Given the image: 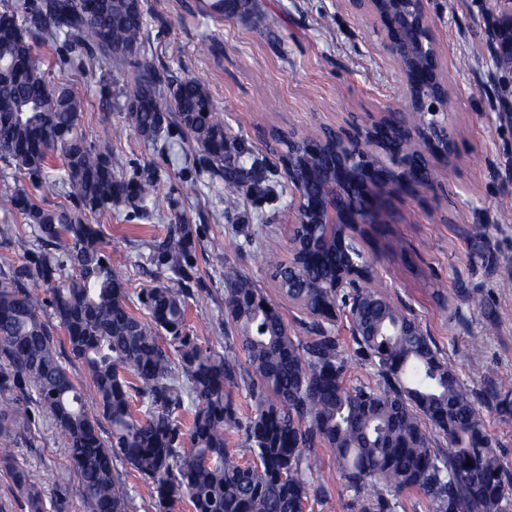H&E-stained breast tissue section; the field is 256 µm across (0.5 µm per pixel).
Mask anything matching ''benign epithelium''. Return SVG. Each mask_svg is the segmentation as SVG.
Segmentation results:
<instances>
[{
    "label": "benign epithelium",
    "mask_w": 512,
    "mask_h": 512,
    "mask_svg": "<svg viewBox=\"0 0 512 512\" xmlns=\"http://www.w3.org/2000/svg\"><path fill=\"white\" fill-rule=\"evenodd\" d=\"M349 3L355 13L379 24L385 48L405 78L403 103L378 120L354 116L345 127L324 128L317 144L305 146L315 155H328L321 170L308 168L300 151L288 154V184L297 195L289 237L292 256L301 248H321L323 237L297 235L303 226L343 227L361 238L367 227L389 223L391 215L380 206L382 199L435 189L431 177L435 164L451 166L457 158L449 123L448 77L423 0ZM485 32L495 46L496 64L512 65V0H496ZM415 115L423 122L413 123ZM336 269L338 289L363 288L373 278V266L356 264L340 247Z\"/></svg>",
    "instance_id": "obj_1"
}]
</instances>
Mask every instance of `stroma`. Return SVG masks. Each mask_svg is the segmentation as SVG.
Listing matches in <instances>:
<instances>
[{
    "mask_svg": "<svg viewBox=\"0 0 512 512\" xmlns=\"http://www.w3.org/2000/svg\"><path fill=\"white\" fill-rule=\"evenodd\" d=\"M201 0H144L149 14L146 52L167 80L195 78L209 89L216 112L244 148V163L263 160L275 194L248 196L224 211V184L210 176L200 153H185L182 133L170 129L160 146L145 144L126 127L115 98L129 72L115 66L84 74L71 69V50L36 45L52 82L86 88L83 127L89 141L109 143L112 160L126 176L147 168L163 171L151 219L122 206L98 217L104 243L125 255L124 275L133 285L153 283L146 240L164 238L170 224L193 227L197 301L189 302L187 329L202 346L224 347V267L248 273L264 296L276 300L291 335H305L300 311L280 299L264 256L288 257L294 195L279 160L270 124L302 134L344 126L350 115H380L401 100L403 78L385 50L374 19L355 14L348 0H254L253 17L212 19ZM454 110L459 159L438 171L437 189L390 199L391 221L375 225L362 246L374 260L375 280L436 342L469 390L488 395L512 382V127L501 125L497 104L512 71L494 63L485 20L495 0H424ZM198 183L185 196L186 179ZM268 228L263 248L249 246L245 232ZM224 243L214 250L213 239ZM482 296L477 308L467 294ZM36 448L18 459L45 494L69 490L65 512H83L79 481L51 428ZM327 496L305 512H349L336 457L320 451Z\"/></svg>",
    "mask_w": 512,
    "mask_h": 512,
    "instance_id": "stroma-1",
    "label": "stroma"
}]
</instances>
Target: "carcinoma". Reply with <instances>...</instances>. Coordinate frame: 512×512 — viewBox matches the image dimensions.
Returning <instances> with one entry per match:
<instances>
[{
  "instance_id": "cac0c4a2",
  "label": "carcinoma",
  "mask_w": 512,
  "mask_h": 512,
  "mask_svg": "<svg viewBox=\"0 0 512 512\" xmlns=\"http://www.w3.org/2000/svg\"><path fill=\"white\" fill-rule=\"evenodd\" d=\"M206 13L246 17L253 0H205ZM0 160L32 189L0 194V210L24 225L5 224L19 261L0 271V468L30 512H65L67 489L45 499L15 460L36 448L45 417L77 475L85 512H129L126 483L115 462L152 488L154 512H303L321 500L314 478L319 448L336 455L343 491L358 512H396L416 489L432 512H512V471L492 446L475 393L419 322L382 290L339 293L329 256L288 267L267 262L280 296L296 304L307 335L293 336L278 308L239 267L227 265L224 352L186 333L195 238L189 224H171L152 239L146 259L168 282L131 290L120 254L106 252L90 216L130 206L143 218L158 197L161 174L128 179L109 151L88 141L81 123L86 90L53 85L33 55L64 40L86 53L79 72L130 64L121 86L126 125L145 142L180 126L224 182V206L235 209L238 187L263 191L258 165L247 169L228 151L224 118L209 89L194 78L165 82L146 56L149 24L143 0H3L0 5ZM71 189L75 204L44 208L39 198ZM341 311L379 380L348 386V356L318 312ZM81 362L86 379L70 364ZM249 394L254 411L238 417L231 391ZM489 398L512 423V389ZM108 436H102L103 425ZM448 447H436V437ZM241 434L227 447L226 433Z\"/></svg>"
}]
</instances>
